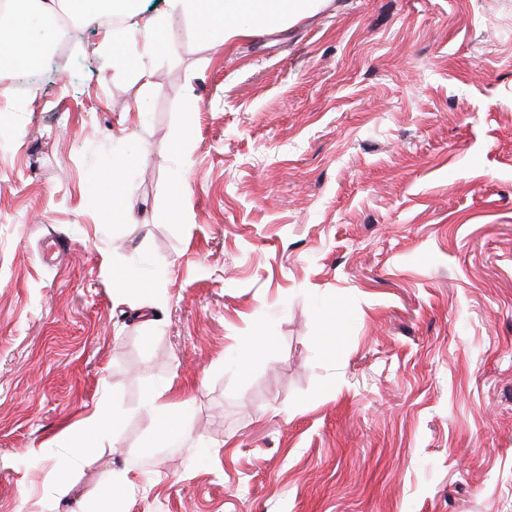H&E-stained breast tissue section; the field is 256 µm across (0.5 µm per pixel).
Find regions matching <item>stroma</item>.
I'll use <instances>...</instances> for the list:
<instances>
[{
	"mask_svg": "<svg viewBox=\"0 0 512 512\" xmlns=\"http://www.w3.org/2000/svg\"><path fill=\"white\" fill-rule=\"evenodd\" d=\"M137 9L162 48L117 69L82 25L0 94V512H94L115 467L112 512H512V0H323L228 42ZM158 397H152L146 400L147 406L153 411L156 427L160 433L170 440H181L188 436L189 428L184 411L188 407L191 399L183 398L179 405L183 410L182 416L171 414L165 404L157 402ZM114 417L107 409L96 408L82 420L66 427L73 439L85 441L89 436H101L112 429ZM135 481L129 470L112 471V476L104 483L95 493L98 501L97 512H111L108 504L112 496L120 490L130 489L134 487Z\"/></svg>",
	"mask_w": 512,
	"mask_h": 512,
	"instance_id": "stroma-1",
	"label": "stroma"
}]
</instances>
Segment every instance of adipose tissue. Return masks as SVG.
I'll list each match as a JSON object with an SVG mask.
<instances>
[{"label":"adipose tissue","mask_w":512,"mask_h":512,"mask_svg":"<svg viewBox=\"0 0 512 512\" xmlns=\"http://www.w3.org/2000/svg\"><path fill=\"white\" fill-rule=\"evenodd\" d=\"M321 0H170L173 12L188 20L207 17L212 26L222 30L225 39H233L254 32L282 27L291 18L315 11ZM35 8L20 12L0 13V33L9 40L0 44L6 59L31 61L54 38L49 25L57 9L79 15L82 21L94 22L100 16L111 14L115 8L132 12L134 0H35ZM40 30L39 40H30V26Z\"/></svg>","instance_id":"ef3b65f1"}]
</instances>
